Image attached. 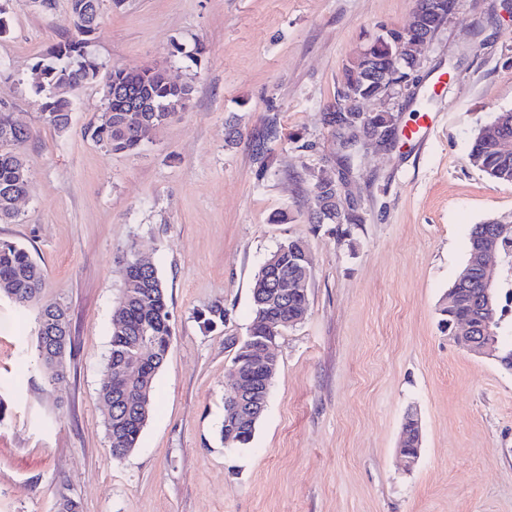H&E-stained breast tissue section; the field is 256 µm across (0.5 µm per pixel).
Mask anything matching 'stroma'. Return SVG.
Returning a JSON list of instances; mask_svg holds the SVG:
<instances>
[{
  "instance_id": "1",
  "label": "stroma",
  "mask_w": 512,
  "mask_h": 512,
  "mask_svg": "<svg viewBox=\"0 0 512 512\" xmlns=\"http://www.w3.org/2000/svg\"><path fill=\"white\" fill-rule=\"evenodd\" d=\"M67 6L49 18L9 0L0 38V102L34 132L31 187L0 240L44 269L43 298L67 307L74 339L65 378L47 386L37 307L0 297V512H55L64 495L82 512H512V372L439 326L472 225L512 221V184L466 161L477 130L512 109L505 0H456L411 93L390 102L393 145L363 147L339 182L361 217L341 238L311 222L310 175L337 149L323 111L345 64L405 27L414 0L106 2L89 46L99 76L56 130L40 118L35 64L65 33ZM149 66L190 84V105L137 152L107 153L84 130L108 76ZM271 123L277 137L257 143ZM290 239L312 259L308 310L277 340L253 441L229 450L226 371L252 278ZM131 243L166 283L175 332L139 445L115 460L98 389L114 257ZM218 300L226 322L204 330L196 314ZM410 414L422 443L408 469L397 448Z\"/></svg>"
}]
</instances>
